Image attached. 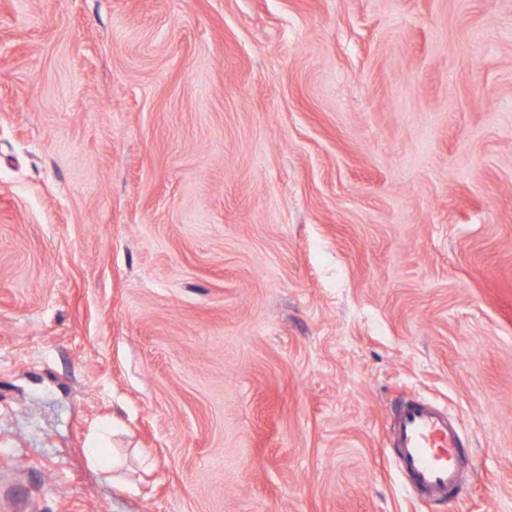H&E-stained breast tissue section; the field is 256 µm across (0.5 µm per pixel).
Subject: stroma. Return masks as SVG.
Here are the masks:
<instances>
[{
    "instance_id": "35a3bbf8",
    "label": "stroma",
    "mask_w": 512,
    "mask_h": 512,
    "mask_svg": "<svg viewBox=\"0 0 512 512\" xmlns=\"http://www.w3.org/2000/svg\"><path fill=\"white\" fill-rule=\"evenodd\" d=\"M406 396L512 512V0H0V512H442ZM391 432L395 463L410 492L437 504L459 497L464 439L446 409L409 397L399 404ZM111 434V427L103 428L93 437V446H95V448H91L92 462L106 472H112L119 465L114 456L111 457L109 448H100L101 446L109 445Z\"/></svg>"
}]
</instances>
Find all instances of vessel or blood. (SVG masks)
Listing matches in <instances>:
<instances>
[{
  "mask_svg": "<svg viewBox=\"0 0 512 512\" xmlns=\"http://www.w3.org/2000/svg\"><path fill=\"white\" fill-rule=\"evenodd\" d=\"M391 441L410 492L437 504L459 497L464 439L446 409L417 396L407 398L397 408Z\"/></svg>",
  "mask_w": 512,
  "mask_h": 512,
  "instance_id": "1",
  "label": "vessel or blood"
}]
</instances>
